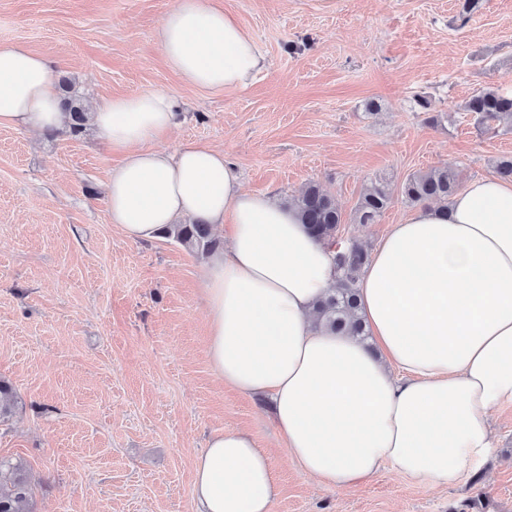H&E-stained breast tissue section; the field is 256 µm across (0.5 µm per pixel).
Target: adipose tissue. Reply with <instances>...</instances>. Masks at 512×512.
Segmentation results:
<instances>
[{
	"instance_id": "ef3b65f1",
	"label": "adipose tissue",
	"mask_w": 512,
	"mask_h": 512,
	"mask_svg": "<svg viewBox=\"0 0 512 512\" xmlns=\"http://www.w3.org/2000/svg\"><path fill=\"white\" fill-rule=\"evenodd\" d=\"M158 41L201 90L245 88L265 66L209 0H174ZM175 117L167 93H133L90 121L122 157L107 195L125 238L160 236L185 216L228 232L202 267L217 380L268 407L290 457L323 487L350 489L389 467L439 489L475 470L492 447V412L512 404V181L470 180L447 206L419 205L389 225L358 283L370 350L315 328L334 253L293 207L243 190L221 149L155 148ZM71 121L50 61L0 42V126ZM277 494L271 455L247 431L213 433L194 461L193 512H273Z\"/></svg>"
}]
</instances>
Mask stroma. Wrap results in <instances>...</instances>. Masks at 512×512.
<instances>
[{
	"label": "stroma",
	"mask_w": 512,
	"mask_h": 512,
	"mask_svg": "<svg viewBox=\"0 0 512 512\" xmlns=\"http://www.w3.org/2000/svg\"><path fill=\"white\" fill-rule=\"evenodd\" d=\"M212 2L267 60L245 88L199 90L171 70L157 37L171 0H0V41L48 58L53 82L92 106L176 97L159 149L222 148L246 191L286 201L320 182L342 246L376 245L400 221L408 176L445 164L465 183L512 154V127H477L464 110L479 90H512V0L468 14L464 0ZM118 163L89 123L76 135L0 127V378L18 401L0 458L25 462L30 512H192L194 458L223 429L272 450L274 512H512L511 404L492 415L489 457L456 486L388 468L338 490L303 474L262 401L219 384L203 354L205 255L110 223ZM379 178L392 203L358 223Z\"/></svg>",
	"instance_id": "obj_1"
}]
</instances>
